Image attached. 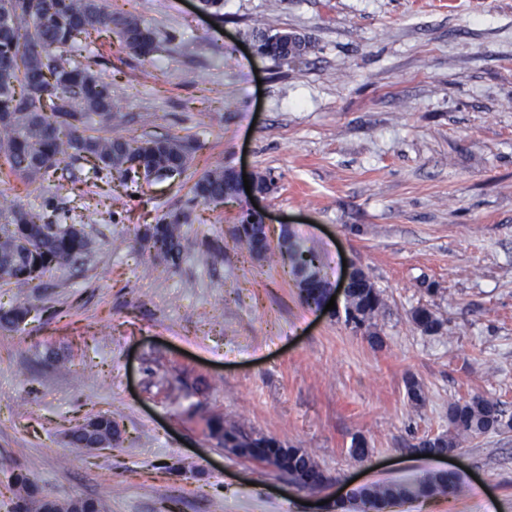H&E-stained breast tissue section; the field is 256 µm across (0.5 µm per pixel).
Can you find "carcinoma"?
Here are the masks:
<instances>
[{"mask_svg": "<svg viewBox=\"0 0 512 512\" xmlns=\"http://www.w3.org/2000/svg\"><path fill=\"white\" fill-rule=\"evenodd\" d=\"M14 17L13 25L0 27V154L9 171L22 179L39 178L60 190L58 164L77 157L88 164L87 176L95 179L117 175L121 181L137 183L140 176L156 180L174 172L183 176L189 169L191 149L184 138L171 134L162 138L103 137L87 133V114L93 112L110 127L116 119L112 85L98 78L77 57L82 40L94 31L116 30L122 46L137 57L149 58L158 48V33L134 15H114L101 0H0V13ZM255 43L266 56L281 59L287 53L281 43H272L266 33L255 35ZM232 172L218 166L199 177L190 187L197 202H222ZM69 213L47 217L33 207L19 205L0 211V281L28 284L51 268H65L90 249L83 225L68 223ZM182 224L177 215L146 225L142 240L147 249L170 268L179 266L182 255ZM236 244L250 254L277 262L278 250L269 246L266 231L251 224L236 234ZM346 306L358 315L346 317L354 328H362L385 307L381 293L363 283L349 290ZM28 315L21 306L0 309V326H19ZM414 325L427 334L443 328L440 318L427 306L411 312ZM408 399L421 405L426 394L413 376L405 380ZM512 430V415L503 404L481 396L458 399L448 405V431L426 436L414 448L426 455L459 448L467 437ZM118 431L112 415L100 414L69 431V447L82 451L92 443L111 447ZM237 452L262 460L288 474L307 489H316L325 476L311 454L264 435L236 430L232 437ZM16 482L25 489L28 502L14 512H62L63 506L41 494L29 477L18 474ZM464 485L454 473H436L413 483L374 484L356 489L351 505L358 503L380 510L401 499H419L435 494L459 496Z\"/></svg>", "mask_w": 512, "mask_h": 512, "instance_id": "1", "label": "carcinoma"}]
</instances>
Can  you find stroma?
<instances>
[{
  "label": "stroma",
  "instance_id": "35a3bbf8",
  "mask_svg": "<svg viewBox=\"0 0 512 512\" xmlns=\"http://www.w3.org/2000/svg\"><path fill=\"white\" fill-rule=\"evenodd\" d=\"M160 33L149 59L116 34L82 53L112 85L117 135L167 133L192 147L187 172L143 185L109 216L82 222L89 252L24 286L0 283V512L15 474L102 512H337L363 485L456 471L465 491L399 512H512V431L465 439L456 457L416 458L445 432L450 402L480 395L512 412V0H103ZM308 37L302 57L257 54L253 34ZM224 166L266 175L259 202L193 201ZM67 205L8 174L0 206ZM258 206L274 233L315 249L331 288L358 267L381 292L371 331L344 310L302 303L288 268L236 248L231 229ZM184 212L179 269L144 251L146 225ZM443 321L439 336L414 308ZM424 386L414 406L407 376ZM108 412L120 441L93 455L66 434ZM307 449L322 489L284 484L236 457L207 422ZM369 456L350 459L352 437ZM411 319L414 325L427 334L441 333L443 323L440 318L426 306H419L411 312Z\"/></svg>",
  "mask_w": 512,
  "mask_h": 512
}]
</instances>
